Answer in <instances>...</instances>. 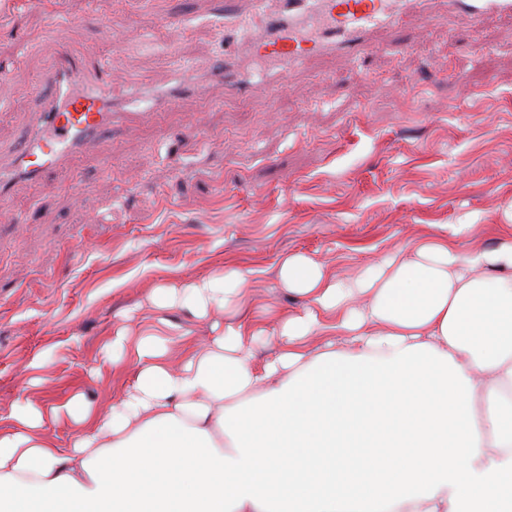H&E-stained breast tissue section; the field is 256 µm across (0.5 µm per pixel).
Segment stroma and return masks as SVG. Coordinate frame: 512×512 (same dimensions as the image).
<instances>
[{
  "label": "stroma",
  "instance_id": "1",
  "mask_svg": "<svg viewBox=\"0 0 512 512\" xmlns=\"http://www.w3.org/2000/svg\"><path fill=\"white\" fill-rule=\"evenodd\" d=\"M223 31V0H0V148L25 138L59 47L94 51L136 92L171 52L217 56ZM402 39L244 98L213 84L17 185L4 208L22 221L0 222V424L43 400L21 378L36 358L52 394L115 400L105 343L138 335L149 290L183 274L249 264L255 289L291 307L284 256L357 275L422 225L511 222L512 18L426 22Z\"/></svg>",
  "mask_w": 512,
  "mask_h": 512
}]
</instances>
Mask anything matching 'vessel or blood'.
Wrapping results in <instances>:
<instances>
[{
    "label": "vessel or blood",
    "instance_id": "b4317fda",
    "mask_svg": "<svg viewBox=\"0 0 512 512\" xmlns=\"http://www.w3.org/2000/svg\"><path fill=\"white\" fill-rule=\"evenodd\" d=\"M457 14L474 25L511 16L512 0H224V52L212 64L176 63L172 81L137 95L115 93L112 72L93 56L60 51L42 80L52 89L36 125L15 148L0 152V202L21 182L33 184L89 151L119 121L150 118L221 79L225 94L259 90L247 67L258 60L271 72L300 73L327 57L354 61L371 47L389 51L394 34L416 21Z\"/></svg>",
    "mask_w": 512,
    "mask_h": 512
}]
</instances>
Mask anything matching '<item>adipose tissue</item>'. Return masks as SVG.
I'll return each mask as SVG.
<instances>
[{"label": "adipose tissue", "mask_w": 512, "mask_h": 512, "mask_svg": "<svg viewBox=\"0 0 512 512\" xmlns=\"http://www.w3.org/2000/svg\"><path fill=\"white\" fill-rule=\"evenodd\" d=\"M473 230L426 225L355 278L286 256L291 312L234 262L152 288L154 312L183 293L200 318L251 311L175 359L151 316L136 343L115 331V404L16 403L0 512H512V222L492 248Z\"/></svg>", "instance_id": "obj_1"}]
</instances>
